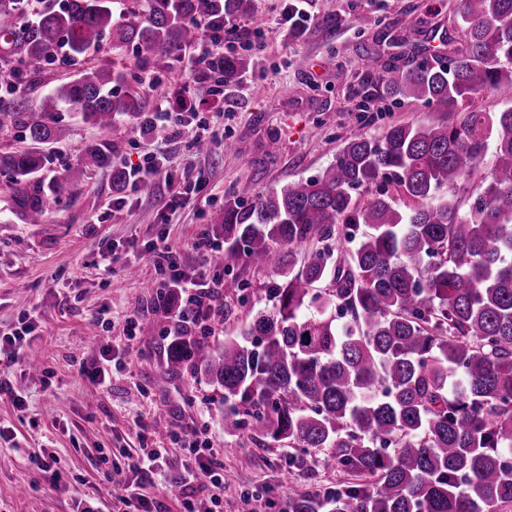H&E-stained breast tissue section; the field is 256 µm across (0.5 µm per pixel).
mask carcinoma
<instances>
[{"instance_id": "obj_1", "label": "carcinoma", "mask_w": 512, "mask_h": 512, "mask_svg": "<svg viewBox=\"0 0 512 512\" xmlns=\"http://www.w3.org/2000/svg\"><path fill=\"white\" fill-rule=\"evenodd\" d=\"M253 12V0H0V133L27 142L0 153L18 213L44 224L74 194L68 172L38 183L69 139L65 113L104 132L154 130L149 97L130 88L138 72L82 67L36 103L42 71L90 49L174 61L199 46L201 22ZM454 12L464 38L446 42L448 57L379 74L368 61L365 78L396 104L434 102L460 118L356 135L312 179L225 198L211 216L224 258L275 259L272 305L214 348L187 331L166 345L170 371L191 365L224 390L225 431L288 448L291 472H309L317 449L355 477L290 499L288 512L512 506V99L499 112L473 107L484 90H512V0H455ZM247 65L243 53L217 56L199 77L229 85ZM84 163L112 169L123 189L109 141L88 146ZM473 178L464 205L456 187ZM383 182L401 198L355 195Z\"/></svg>"}]
</instances>
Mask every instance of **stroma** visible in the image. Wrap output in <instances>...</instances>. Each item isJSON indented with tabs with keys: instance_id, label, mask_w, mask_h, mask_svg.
Here are the masks:
<instances>
[{
	"instance_id": "35a3bbf8",
	"label": "stroma",
	"mask_w": 512,
	"mask_h": 512,
	"mask_svg": "<svg viewBox=\"0 0 512 512\" xmlns=\"http://www.w3.org/2000/svg\"><path fill=\"white\" fill-rule=\"evenodd\" d=\"M286 6V0H255L263 26L242 19L247 40L224 46L251 55L244 72L249 83L215 127L218 137L234 141L233 152L218 145L202 153L188 133L167 137L157 130L145 136L126 123L107 134L71 112V138L40 180L49 183L68 169L75 191L53 209L48 223H25L0 188V331L12 332L24 312H34L28 350L41 362L36 371L24 359L0 364V378L21 388L24 400L19 407L0 395V512H76L90 501L110 512L112 493L126 480L123 451L141 447L147 434L154 447L168 448L165 462L173 473L193 462L180 447L179 432L220 451L224 512H285L291 498L347 482V474L321 451L311 454V474L286 472L287 448L246 431L225 432L222 390L201 375L168 370L167 280L146 249L163 236L187 272L248 282L238 319L216 317L205 341L213 346L237 332L252 309L267 305L270 270L240 259L227 267L193 249L199 234L222 239L223 229L210 222L212 211L223 207L225 196L249 200L317 175L353 135L377 137L392 124L444 119L436 104H396L362 84V61L371 58L381 70L409 60L411 45L432 36L457 41L462 31L453 0H307L312 20L298 33L281 25ZM330 15L341 16V24L323 26L322 18ZM365 15L375 23L364 29L357 19ZM159 68L170 86L189 87L186 99H170L172 111L204 112L214 104L216 82L188 80L178 62ZM104 139L112 144L113 162L124 166L165 152L173 183L198 177L202 191L173 211L166 206L164 183L148 194L113 189L110 170L78 164L87 145ZM273 139L279 143L274 153ZM107 250L114 258L108 270L100 258ZM105 309L112 313L108 329L98 322ZM132 314L144 328L130 338L125 319ZM108 345L130 363L102 390L84 371ZM38 453L57 458L59 487H51L48 473L32 463ZM240 455L251 456L250 468H237Z\"/></svg>"
}]
</instances>
